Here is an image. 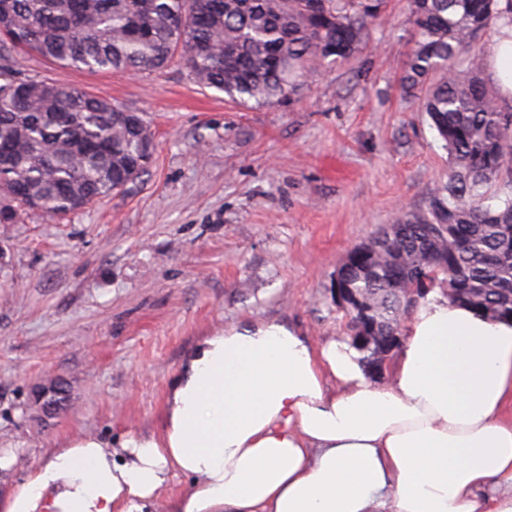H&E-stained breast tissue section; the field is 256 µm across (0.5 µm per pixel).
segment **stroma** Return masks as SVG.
I'll return each instance as SVG.
<instances>
[{
	"label": "stroma",
	"mask_w": 512,
	"mask_h": 512,
	"mask_svg": "<svg viewBox=\"0 0 512 512\" xmlns=\"http://www.w3.org/2000/svg\"><path fill=\"white\" fill-rule=\"evenodd\" d=\"M414 39L410 0H386L375 51L248 107L177 59L136 75L10 54L19 78L141 113L155 154L128 191L0 224V448L17 454L0 498L69 438L157 430L202 337L275 322L316 346L343 339L337 266L399 209L423 207L448 166L399 82ZM38 384L62 385L67 409L47 415Z\"/></svg>",
	"instance_id": "35a3bbf8"
}]
</instances>
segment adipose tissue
Here are the masks:
<instances>
[{"label": "adipose tissue", "instance_id": "adipose-tissue-1", "mask_svg": "<svg viewBox=\"0 0 512 512\" xmlns=\"http://www.w3.org/2000/svg\"><path fill=\"white\" fill-rule=\"evenodd\" d=\"M485 53L512 105V25ZM403 334L381 385L280 324L202 337L156 432L48 449L0 512H512V320L434 293Z\"/></svg>", "mask_w": 512, "mask_h": 512}]
</instances>
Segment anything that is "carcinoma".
I'll list each match as a JSON object with an SVG mask.
<instances>
[{
  "label": "carcinoma",
  "instance_id": "cac0c4a2",
  "mask_svg": "<svg viewBox=\"0 0 512 512\" xmlns=\"http://www.w3.org/2000/svg\"><path fill=\"white\" fill-rule=\"evenodd\" d=\"M384 0H0V50L33 52L89 72L150 74L174 57L205 88L247 105L292 96L316 65L349 62L365 48ZM512 0H411L415 45L402 85L420 90L448 153V171L424 207L402 211L373 238L374 259L352 263L345 286L372 306L357 321L390 335L402 322L398 288L447 285L452 302L512 320V105L486 78L483 34ZM143 115L0 64V224L38 209L69 214L123 192L149 173ZM431 231L439 264L392 252ZM345 343L364 369L376 345L357 328Z\"/></svg>",
  "mask_w": 512,
  "mask_h": 512
}]
</instances>
